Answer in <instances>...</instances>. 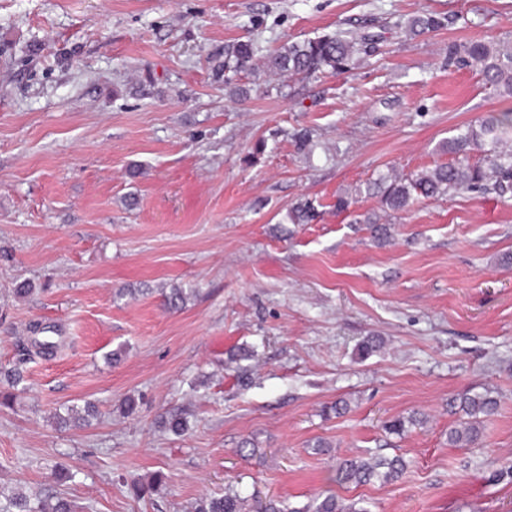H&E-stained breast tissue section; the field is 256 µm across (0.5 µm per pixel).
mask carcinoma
<instances>
[{
    "mask_svg": "<svg viewBox=\"0 0 512 512\" xmlns=\"http://www.w3.org/2000/svg\"><path fill=\"white\" fill-rule=\"evenodd\" d=\"M443 18L432 13L415 15L405 22H396L395 27L405 29L410 35H421L442 28ZM376 35L365 31L338 29L316 38L285 43L276 49L267 61V67L277 73L302 78H317L326 73H340L352 69L354 60L366 55L375 43ZM258 47L253 40H238L224 47V62L217 66V74L224 85L235 83L236 76L251 68ZM448 64H461L477 71L485 83L503 96L512 97V46L496 47L481 41L454 44L448 49ZM512 137V113L489 115L476 124L458 129L443 148L455 155H465L474 147L490 144L497 146ZM512 181V151H493L485 165H470L458 161L435 166L414 176H398L380 173L368 184L367 193L380 199L385 212L406 210L417 198H434L449 195L459 189L504 190V184ZM316 217L310 202H299L287 213L293 224H306ZM376 213H366L362 224L370 225L377 238L389 237L387 225ZM35 336L30 345L41 355H50L58 344L48 339H39L38 333L46 328L36 324L32 328ZM500 399L497 392L485 388L481 392L464 391L452 399L450 411L462 414L461 419L448 430V442L458 447H469L477 443L481 433L482 419L497 412ZM97 414L96 406L90 402L83 407L69 406L66 414L57 415L56 422L62 427L84 425ZM407 464L399 456L392 458L369 456L336 460L332 465L334 476L330 481L338 485H365L375 481H392L400 478ZM163 475L156 473L148 481L137 478L131 482L133 494L141 498L162 482ZM7 512H74L69 499L54 492L34 497L23 493L6 497ZM248 498L234 489H227L220 496L200 500L194 512H247ZM262 512H370L364 500L346 502L332 489L321 494V499L306 508H281L271 501L262 507Z\"/></svg>",
    "mask_w": 512,
    "mask_h": 512,
    "instance_id": "obj_1",
    "label": "carcinoma"
}]
</instances>
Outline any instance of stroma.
<instances>
[{"label":"stroma","mask_w":512,"mask_h":512,"mask_svg":"<svg viewBox=\"0 0 512 512\" xmlns=\"http://www.w3.org/2000/svg\"><path fill=\"white\" fill-rule=\"evenodd\" d=\"M426 10L443 28L386 31L348 73L266 66L286 42ZM247 38L241 99L212 66ZM470 39L512 42V0H0V368L26 370L0 397V489L76 512H192L230 487L295 512L330 487L370 512H512V189L417 200L384 241L355 221L381 210L377 174L452 162L456 128L512 109L449 65ZM301 200L312 223L286 219ZM35 322L61 346L26 363ZM487 387L498 413L450 446L449 400ZM87 401L97 421L56 429ZM174 414L184 435L160 424ZM366 455L408 468L331 486L336 459Z\"/></svg>","instance_id":"stroma-1"}]
</instances>
